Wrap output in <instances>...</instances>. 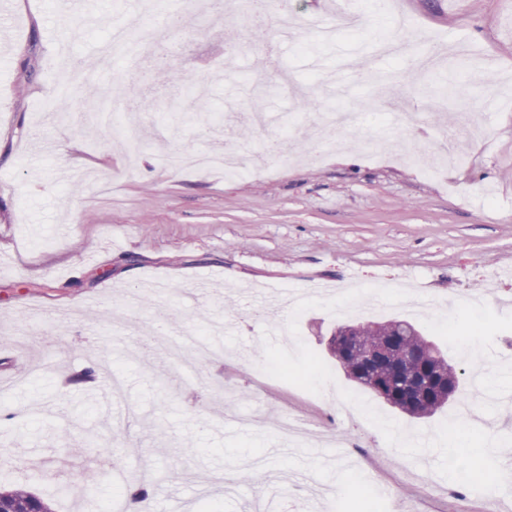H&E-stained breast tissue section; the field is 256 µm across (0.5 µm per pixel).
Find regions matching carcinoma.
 Returning a JSON list of instances; mask_svg holds the SVG:
<instances>
[{
	"instance_id": "carcinoma-1",
	"label": "carcinoma",
	"mask_w": 512,
	"mask_h": 512,
	"mask_svg": "<svg viewBox=\"0 0 512 512\" xmlns=\"http://www.w3.org/2000/svg\"><path fill=\"white\" fill-rule=\"evenodd\" d=\"M350 328L365 343L389 345L385 356L365 366L354 358L344 359L335 341H330L329 352L351 381L415 419L429 418L448 405L443 391L458 388L457 371L412 322L394 318L352 324ZM0 505L4 512H54L47 501L20 485L0 488Z\"/></svg>"
}]
</instances>
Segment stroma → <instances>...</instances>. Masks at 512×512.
<instances>
[{
  "label": "stroma",
  "mask_w": 512,
  "mask_h": 512,
  "mask_svg": "<svg viewBox=\"0 0 512 512\" xmlns=\"http://www.w3.org/2000/svg\"><path fill=\"white\" fill-rule=\"evenodd\" d=\"M15 34L0 42V374L36 368L0 409V483L37 496L66 489L55 512H105L115 485L155 472L148 512H448L461 470L444 449L485 438L489 488L465 512L512 500V401L487 407L491 431L450 423L452 400L424 420L350 381L328 350L334 329L365 318L406 319L445 352L471 391L477 362L497 365L512 394V0H396L418 36L459 40L491 57L476 86L373 62L397 35L382 0H346L365 19L325 40L308 28L316 0H290L296 35L255 37L245 0H223L237 49L208 0L173 32L165 66L136 49L94 79L114 16L137 34L159 25L147 0H13ZM364 82L342 78L347 63ZM357 116L346 147L321 112ZM454 135L459 164L432 174L437 135ZM285 159L227 177L162 168L160 155L245 159L266 137ZM71 143L67 154L44 143ZM210 280L199 295L195 283ZM281 304L259 315L268 294ZM480 298V310L446 309ZM205 335L225 356L178 363L182 336ZM122 373L134 432L103 418L85 366ZM320 442L283 440L282 417ZM70 426L74 435L58 433ZM345 479L337 492V479Z\"/></svg>",
  "instance_id": "obj_1"
}]
</instances>
